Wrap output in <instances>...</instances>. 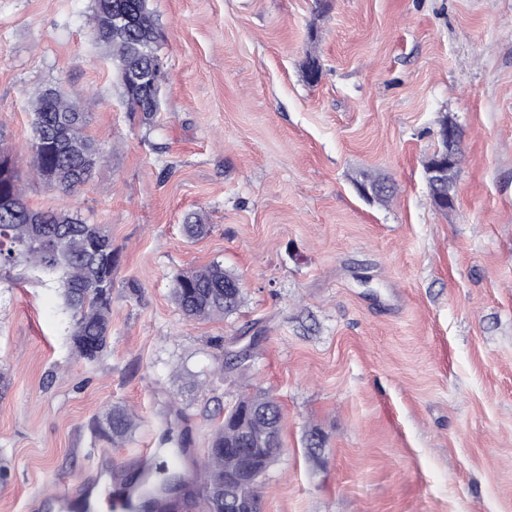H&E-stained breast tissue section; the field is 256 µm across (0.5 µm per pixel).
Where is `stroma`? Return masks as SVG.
Masks as SVG:
<instances>
[{
  "label": "stroma",
  "instance_id": "obj_1",
  "mask_svg": "<svg viewBox=\"0 0 512 512\" xmlns=\"http://www.w3.org/2000/svg\"><path fill=\"white\" fill-rule=\"evenodd\" d=\"M149 6L167 79L147 123L88 35L92 0H0V146L27 171L36 94L86 98L93 180L67 195L30 178L26 199L102 225L118 253L94 362L56 279L0 270V512H60L33 496L63 481L113 512L114 464L166 461L168 431L202 458L254 389L285 414L263 512H512V0ZM445 116L463 155L448 211L423 169ZM363 171L389 203L357 192ZM213 262L242 304L187 320L172 277ZM115 404L140 417L119 448L93 427Z\"/></svg>",
  "mask_w": 512,
  "mask_h": 512
}]
</instances>
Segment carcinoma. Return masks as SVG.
I'll use <instances>...</instances> for the list:
<instances>
[{"label":"carcinoma","instance_id":"cac0c4a2","mask_svg":"<svg viewBox=\"0 0 512 512\" xmlns=\"http://www.w3.org/2000/svg\"><path fill=\"white\" fill-rule=\"evenodd\" d=\"M90 35L105 48L123 75L137 70L139 81H121L130 112L150 120L161 108V91L154 66L164 34L149 8V0H93ZM134 17L131 29L117 27L113 8ZM33 138L30 166L38 179L65 194L77 192L92 180L99 163L95 141L85 133L86 113L59 89L41 90L33 103ZM0 192L12 199L14 212L0 213V268L24 266L57 277L71 317V345L87 361L98 359L112 329V238L99 224L76 214L31 209L24 195L17 161L0 150ZM235 273L212 262L198 269L179 271L172 279V296L190 320L225 317L242 299ZM271 408L276 423L282 413L276 398L264 390L243 394L224 414L212 433L201 467L190 473L171 471L161 482L162 492L178 497L194 481L202 485L203 512H224V490L232 492L247 512H262L259 489L267 471L282 453L269 448L267 422L259 411ZM135 416L116 405L97 421V431L118 447L136 429Z\"/></svg>","mask_w":512,"mask_h":512}]
</instances>
